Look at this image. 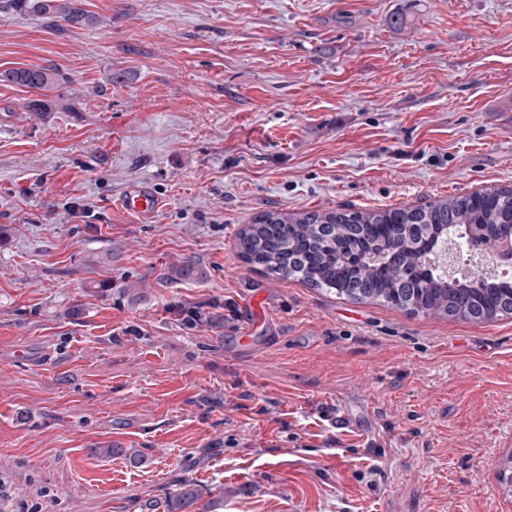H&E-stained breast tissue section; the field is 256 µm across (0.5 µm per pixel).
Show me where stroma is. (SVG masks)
<instances>
[{"mask_svg": "<svg viewBox=\"0 0 512 512\" xmlns=\"http://www.w3.org/2000/svg\"><path fill=\"white\" fill-rule=\"evenodd\" d=\"M82 7L58 32L0 0V73L57 71L0 82V512H164L182 478L221 512H512V318L349 301L237 249L264 210L512 186V0ZM136 186L151 218L119 205ZM188 260L204 278L169 279ZM354 391L372 420H343ZM111 442L145 465L90 455ZM0 78L31 89L46 90L53 85L55 73L46 67L20 68L0 74Z\"/></svg>", "mask_w": 512, "mask_h": 512, "instance_id": "obj_1", "label": "stroma"}]
</instances>
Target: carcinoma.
<instances>
[{
    "instance_id": "carcinoma-1",
    "label": "carcinoma",
    "mask_w": 512,
    "mask_h": 512,
    "mask_svg": "<svg viewBox=\"0 0 512 512\" xmlns=\"http://www.w3.org/2000/svg\"><path fill=\"white\" fill-rule=\"evenodd\" d=\"M35 15L54 27L86 25L80 0H25ZM0 78L47 90L55 73L46 67L9 70ZM512 226V188L482 196L457 195L417 209L341 212L264 211L238 233L244 260L255 269L283 278L299 277L353 301H371L413 314L451 319L491 320L512 316V276L492 271L450 278L433 267L427 244L440 238L481 247ZM204 271L192 261L172 270L170 279L191 280ZM202 496L189 479L165 495L167 512H189Z\"/></svg>"
}]
</instances>
